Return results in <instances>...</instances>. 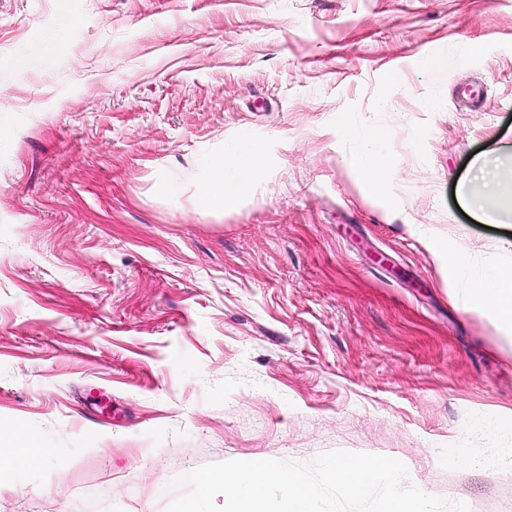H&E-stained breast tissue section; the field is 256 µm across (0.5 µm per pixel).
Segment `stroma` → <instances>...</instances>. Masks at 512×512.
Segmentation results:
<instances>
[{
  "label": "stroma",
  "mask_w": 512,
  "mask_h": 512,
  "mask_svg": "<svg viewBox=\"0 0 512 512\" xmlns=\"http://www.w3.org/2000/svg\"><path fill=\"white\" fill-rule=\"evenodd\" d=\"M340 115L389 130L386 200ZM504 136L512 0H0V450H45L0 512H166L203 464L334 449L512 512V469L440 459L512 447V345L420 235L512 266L456 196ZM236 140L266 171L197 208Z\"/></svg>",
  "instance_id": "obj_1"
}]
</instances>
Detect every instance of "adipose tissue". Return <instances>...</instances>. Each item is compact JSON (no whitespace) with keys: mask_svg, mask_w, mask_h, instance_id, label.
<instances>
[{"mask_svg":"<svg viewBox=\"0 0 512 512\" xmlns=\"http://www.w3.org/2000/svg\"><path fill=\"white\" fill-rule=\"evenodd\" d=\"M336 135L359 143L353 166L370 193L385 196L390 180L386 162L391 144L389 132L379 127L359 128L342 118L336 124ZM266 165L267 152L262 143H227L223 153L207 165L206 179L196 189L198 206L209 211H224L249 193ZM475 169L481 190L476 195H465V202L480 218L491 223L505 222L512 216L501 207L495 166L482 160L476 163ZM426 247L445 271L466 276L460 292L462 305L470 310L491 311L505 335L511 336L512 268H497L488 275L473 277L469 274L471 263L466 252L448 247L433 236L428 237Z\"/></svg>","mask_w":512,"mask_h":512,"instance_id":"adipose-tissue-1","label":"adipose tissue"}]
</instances>
